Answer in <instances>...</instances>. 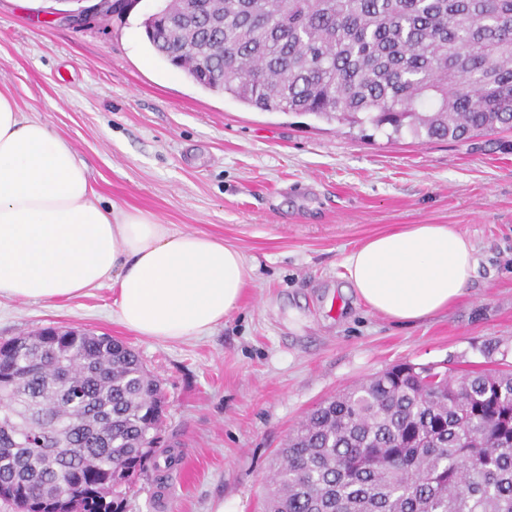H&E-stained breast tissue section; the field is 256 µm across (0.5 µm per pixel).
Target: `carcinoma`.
Here are the masks:
<instances>
[{
  "label": "carcinoma",
  "instance_id": "carcinoma-1",
  "mask_svg": "<svg viewBox=\"0 0 512 512\" xmlns=\"http://www.w3.org/2000/svg\"><path fill=\"white\" fill-rule=\"evenodd\" d=\"M101 20L136 0H103ZM196 85L427 140L512 128V0H163L143 22ZM0 498L18 512H121L146 473L161 381L110 336L53 327L3 343ZM405 362L313 409L288 435L266 512H512V369Z\"/></svg>",
  "mask_w": 512,
  "mask_h": 512
}]
</instances>
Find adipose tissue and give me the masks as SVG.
Returning <instances> with one entry per match:
<instances>
[{
    "instance_id": "ef3b65f1",
    "label": "adipose tissue",
    "mask_w": 512,
    "mask_h": 512,
    "mask_svg": "<svg viewBox=\"0 0 512 512\" xmlns=\"http://www.w3.org/2000/svg\"><path fill=\"white\" fill-rule=\"evenodd\" d=\"M471 241L450 224H399L343 261L351 288L400 324L455 304L475 271ZM224 240L103 206L68 142L0 90V297L54 301L108 287L135 335L196 339L237 310L251 280Z\"/></svg>"
}]
</instances>
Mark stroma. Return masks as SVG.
<instances>
[{
	"label": "stroma",
	"instance_id": "stroma-1",
	"mask_svg": "<svg viewBox=\"0 0 512 512\" xmlns=\"http://www.w3.org/2000/svg\"><path fill=\"white\" fill-rule=\"evenodd\" d=\"M161 0L103 22L75 0H0V88L85 161L108 202L239 249L252 281L198 339L119 325L110 289L0 298V343L46 327L121 340L166 394L165 481L140 479L124 512H264L278 448L314 407L400 362L512 365V131L390 139L309 115L261 112L193 83L143 27ZM398 224H451L475 248L460 300L413 324L370 311L344 257Z\"/></svg>",
	"mask_w": 512,
	"mask_h": 512
}]
</instances>
